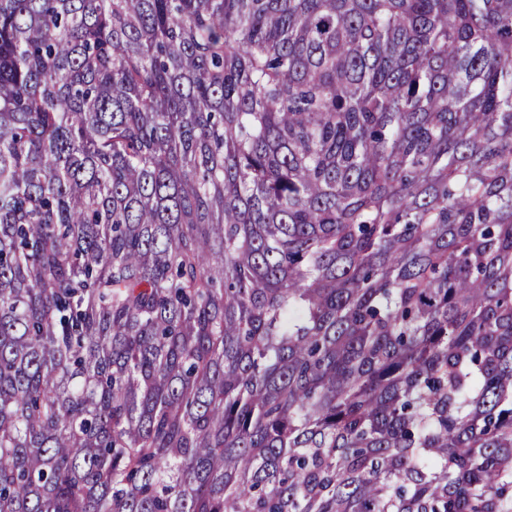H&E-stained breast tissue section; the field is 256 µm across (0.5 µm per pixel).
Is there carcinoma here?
Masks as SVG:
<instances>
[{"mask_svg":"<svg viewBox=\"0 0 512 512\" xmlns=\"http://www.w3.org/2000/svg\"><path fill=\"white\" fill-rule=\"evenodd\" d=\"M0 512H512V0H0Z\"/></svg>","mask_w":512,"mask_h":512,"instance_id":"cac0c4a2","label":"carcinoma"}]
</instances>
